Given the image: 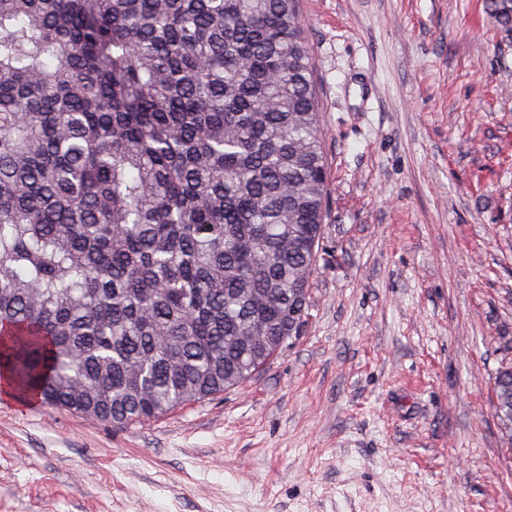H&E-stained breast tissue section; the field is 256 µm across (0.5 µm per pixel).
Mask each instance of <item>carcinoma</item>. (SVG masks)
I'll list each match as a JSON object with an SVG mask.
<instances>
[{"mask_svg": "<svg viewBox=\"0 0 512 512\" xmlns=\"http://www.w3.org/2000/svg\"><path fill=\"white\" fill-rule=\"evenodd\" d=\"M327 189L297 0H0L19 397L119 426L257 376L308 323ZM494 396L512 440L511 364Z\"/></svg>", "mask_w": 512, "mask_h": 512, "instance_id": "1", "label": "carcinoma"}]
</instances>
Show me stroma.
I'll return each mask as SVG.
<instances>
[{"label":"stroma","instance_id":"obj_1","mask_svg":"<svg viewBox=\"0 0 512 512\" xmlns=\"http://www.w3.org/2000/svg\"><path fill=\"white\" fill-rule=\"evenodd\" d=\"M328 196L308 324L115 427L0 395V512H512V39L484 0H299ZM494 411L501 430L512 440V365L501 366L494 382Z\"/></svg>","mask_w":512,"mask_h":512}]
</instances>
